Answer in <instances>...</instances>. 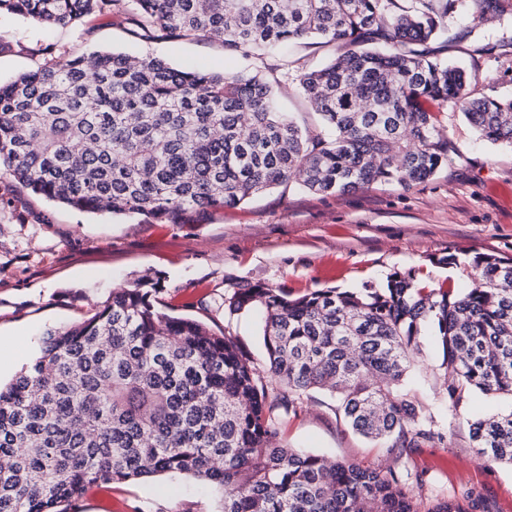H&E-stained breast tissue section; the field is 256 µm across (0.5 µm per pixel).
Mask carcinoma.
Wrapping results in <instances>:
<instances>
[{"label": "carcinoma", "mask_w": 512, "mask_h": 512, "mask_svg": "<svg viewBox=\"0 0 512 512\" xmlns=\"http://www.w3.org/2000/svg\"><path fill=\"white\" fill-rule=\"evenodd\" d=\"M480 2L0 0V12L45 24L115 12L136 35H206L248 62L226 75L114 50L52 56L0 86V169L72 209L172 224L287 183L336 194L423 182L448 160L428 100L512 146V99L469 97L466 72L424 49ZM488 2L512 26V0ZM298 40L351 49L312 69L291 54L268 62ZM294 71L324 136L279 110L276 88ZM472 268L481 285L467 292L400 273L382 288L293 299L245 288L230 307L263 313V370L231 337L160 311L158 289L113 288L91 317L47 332L40 356L0 387V512H59L89 485L164 473L218 488L222 512H487L474 487L426 510L418 474L274 443L277 412L317 390L396 461L442 438L404 387L427 323L449 409L476 392L512 397V258L482 254ZM469 434L485 461L512 465V411L471 421Z\"/></svg>", "instance_id": "1"}]
</instances>
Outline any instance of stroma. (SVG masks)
Returning a JSON list of instances; mask_svg holds the SVG:
<instances>
[{"instance_id":"35a3bbf8","label":"stroma","mask_w":512,"mask_h":512,"mask_svg":"<svg viewBox=\"0 0 512 512\" xmlns=\"http://www.w3.org/2000/svg\"><path fill=\"white\" fill-rule=\"evenodd\" d=\"M471 36L427 44L435 57L463 66L474 98H512V30L488 7L477 10ZM120 16L90 17L81 27L45 26L0 14V84L37 70L44 48L72 59L112 49L150 55L187 68L235 73L242 59L221 42L191 36L138 40ZM448 141V161L421 183L378 181L346 193L318 194L287 184L235 207L202 212L190 224H145L107 212L86 213L21 191L0 171V384L8 385L39 356L47 331L96 312L114 287L140 278L159 283L164 312L199 321L232 337L257 367L267 352L260 318L231 311L236 292L255 285L300 297L318 289L382 287L395 273L432 288L472 287L465 267L474 256L512 257V146L482 138L453 104L430 101ZM456 254L458 265L444 262ZM442 352L431 328L410 386L435 420L439 439L392 461L385 443L371 442L336 416L326 393H313L284 415L277 440L291 448L364 466L398 464L422 472L427 505L474 486L490 512L512 505V466L482 461L469 439V420L512 410L505 396L474 395L448 410ZM464 465L448 473V458ZM221 493L186 474H162L88 486L65 512H221Z\"/></svg>"}]
</instances>
